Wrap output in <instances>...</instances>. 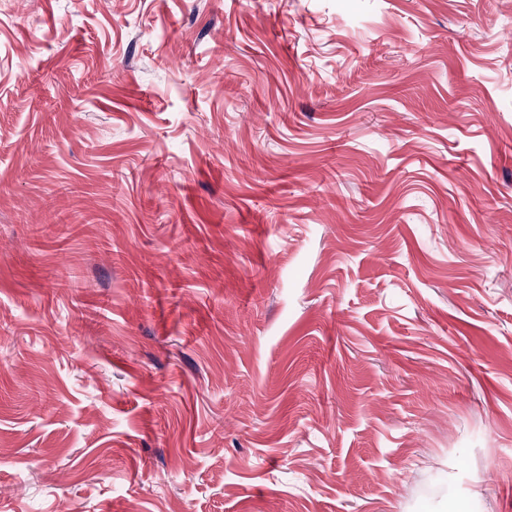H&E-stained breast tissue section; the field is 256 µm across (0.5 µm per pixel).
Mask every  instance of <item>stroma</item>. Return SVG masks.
<instances>
[{
  "instance_id": "1",
  "label": "stroma",
  "mask_w": 512,
  "mask_h": 512,
  "mask_svg": "<svg viewBox=\"0 0 512 512\" xmlns=\"http://www.w3.org/2000/svg\"><path fill=\"white\" fill-rule=\"evenodd\" d=\"M512 512V0H0V512Z\"/></svg>"
}]
</instances>
